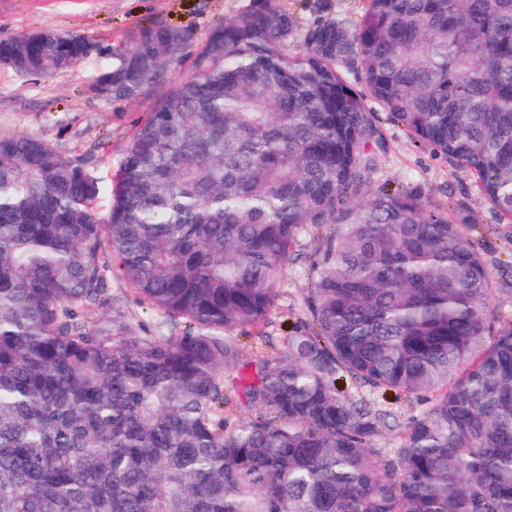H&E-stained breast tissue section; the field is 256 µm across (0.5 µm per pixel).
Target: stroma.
Instances as JSON below:
<instances>
[{"label":"stroma","instance_id":"stroma-1","mask_svg":"<svg viewBox=\"0 0 512 512\" xmlns=\"http://www.w3.org/2000/svg\"><path fill=\"white\" fill-rule=\"evenodd\" d=\"M261 0H0V40L50 31L81 33L109 48L128 42L140 27L172 24L200 43L219 22L258 6ZM106 63L93 53L67 72L37 77L0 66V137L33 135L50 142L66 155L90 160L100 181L99 211L107 213L112 176L119 168L138 121L154 97L171 85L189 79L191 61L172 68L150 97L108 102L94 89V76ZM387 148L375 156L373 187H417L433 204L462 201L466 224L483 227L476 245L497 287L489 301L494 315H512V236L494 231L495 218L483 202L471 177L448 165L430 148L413 142L400 125L383 122ZM319 246L303 238L300 256L285 271L280 305L262 333L260 355L271 357L297 322L307 320L306 291L311 280L308 258Z\"/></svg>","mask_w":512,"mask_h":512}]
</instances>
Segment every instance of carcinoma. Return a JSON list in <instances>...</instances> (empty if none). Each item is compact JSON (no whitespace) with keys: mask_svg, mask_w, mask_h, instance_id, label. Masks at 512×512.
I'll return each mask as SVG.
<instances>
[{"mask_svg":"<svg viewBox=\"0 0 512 512\" xmlns=\"http://www.w3.org/2000/svg\"><path fill=\"white\" fill-rule=\"evenodd\" d=\"M92 43L24 34L0 64L66 71ZM188 56L104 218L86 161L0 137V512H512V321L484 343L495 288L447 210L371 189L381 110L512 224V0H366L303 28L265 0L194 49L143 26L94 84L144 97ZM311 233L308 321L244 359ZM112 277L168 333L135 328ZM228 385L257 412L230 432Z\"/></svg>","mask_w":512,"mask_h":512,"instance_id":"obj_1","label":"carcinoma"}]
</instances>
